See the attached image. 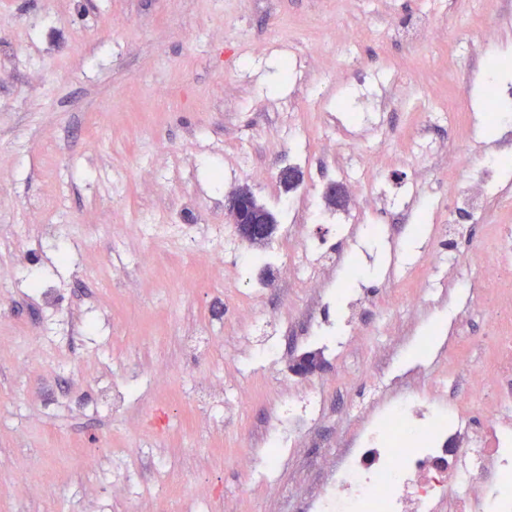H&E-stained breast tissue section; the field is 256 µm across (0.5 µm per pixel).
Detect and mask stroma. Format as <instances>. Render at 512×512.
<instances>
[{"instance_id":"obj_1","label":"stroma","mask_w":512,"mask_h":512,"mask_svg":"<svg viewBox=\"0 0 512 512\" xmlns=\"http://www.w3.org/2000/svg\"><path fill=\"white\" fill-rule=\"evenodd\" d=\"M470 9L471 0H0L12 18L0 27V157L12 163L0 179V512H308L323 465L353 442L342 411L383 395L366 366L390 348L409 352L384 322L412 328L423 365L478 358L480 316L449 349L426 335L448 310L447 272L418 308L405 304L412 284L400 276L431 250H453L471 266L486 254L485 213L459 214L462 230L451 236L411 230L447 213L446 161L421 187L437 211L403 195L420 168L408 138L428 108L425 91L478 97L466 75L512 51V25ZM423 16L447 37L409 46L395 27ZM479 27L497 40L480 64L469 53ZM355 30L364 36L353 43ZM298 44L320 51L282 78L283 56ZM362 68L382 75L374 95L399 99L361 129H333ZM164 86L168 94L157 95ZM477 121L472 140L458 141L447 120L426 124L424 135L454 146L464 166L485 154L512 158V135L485 115ZM297 135L310 145L300 163L290 153ZM375 147L379 171L393 177L381 207L351 195L341 222L306 227L309 263L339 259L336 290L320 297L315 316L348 318L354 329L322 349L323 369L307 376L289 365L311 349L293 320L311 291L289 279L284 227L273 234L279 260L264 274H246L244 253L228 250L218 280L130 226L161 222L190 197L202 214L192 232L207 244L231 234L225 198L239 185L266 203L288 192L281 171L299 166L302 181L288 193L306 212L328 183L362 179ZM32 197L46 209L26 211ZM373 224L388 225V236L371 235ZM39 288L56 289L55 306ZM161 368L163 387L153 381ZM198 374L216 398L196 399ZM243 385L255 398L241 408ZM118 386L126 403L104 407L103 393ZM312 387L322 411L280 460L270 492L237 459L264 462L273 412ZM89 453L99 459L93 472ZM126 467L139 483L116 490L111 477ZM22 474L28 481L16 486Z\"/></svg>"}]
</instances>
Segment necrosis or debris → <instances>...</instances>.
Returning a JSON list of instances; mask_svg holds the SVG:
<instances>
[{
  "label": "necrosis or debris",
  "instance_id": "1",
  "mask_svg": "<svg viewBox=\"0 0 512 512\" xmlns=\"http://www.w3.org/2000/svg\"><path fill=\"white\" fill-rule=\"evenodd\" d=\"M424 162L448 159V194L456 210L481 212L489 201L512 205L501 186L512 170L492 161L461 169L456 153H444L422 133L408 139ZM497 247L469 277L455 253L443 264L460 288L448 307L450 328L478 312L493 338L491 347L469 364L468 389L455 387L449 364L413 366L428 388L403 392L401 375L372 365V376L389 378L391 401L358 427L352 448L333 461L315 492L310 512H512V226L495 227ZM321 410L311 397L289 406L288 432L270 427L276 454L294 447Z\"/></svg>",
  "mask_w": 512,
  "mask_h": 512
}]
</instances>
